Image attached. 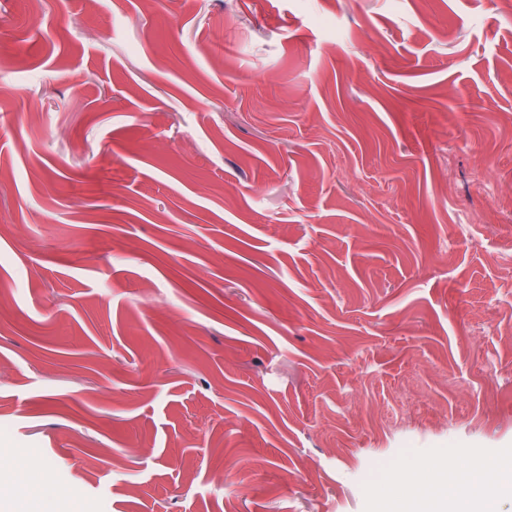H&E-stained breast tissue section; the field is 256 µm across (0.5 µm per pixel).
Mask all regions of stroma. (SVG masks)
I'll use <instances>...</instances> for the list:
<instances>
[{"instance_id":"1","label":"stroma","mask_w":512,"mask_h":512,"mask_svg":"<svg viewBox=\"0 0 512 512\" xmlns=\"http://www.w3.org/2000/svg\"><path fill=\"white\" fill-rule=\"evenodd\" d=\"M508 453L512 0H0L13 499L383 512Z\"/></svg>"}]
</instances>
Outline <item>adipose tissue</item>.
I'll return each mask as SVG.
<instances>
[{"instance_id": "1", "label": "adipose tissue", "mask_w": 512, "mask_h": 512, "mask_svg": "<svg viewBox=\"0 0 512 512\" xmlns=\"http://www.w3.org/2000/svg\"><path fill=\"white\" fill-rule=\"evenodd\" d=\"M405 479L412 492L387 501V512H496L512 495V456L476 455L464 468L409 472Z\"/></svg>"}]
</instances>
